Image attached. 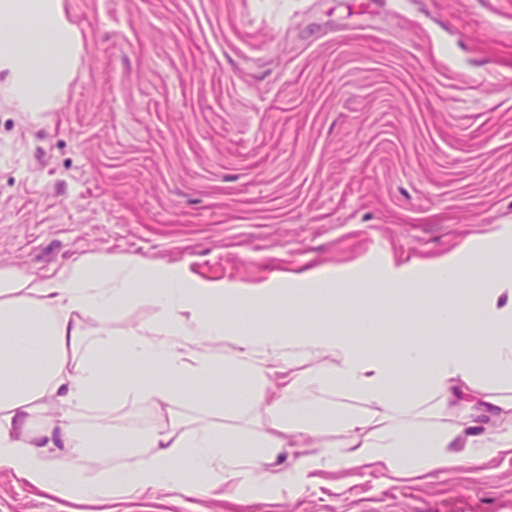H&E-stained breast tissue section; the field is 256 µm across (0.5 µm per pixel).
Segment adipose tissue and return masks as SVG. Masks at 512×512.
<instances>
[{"mask_svg": "<svg viewBox=\"0 0 512 512\" xmlns=\"http://www.w3.org/2000/svg\"><path fill=\"white\" fill-rule=\"evenodd\" d=\"M82 43L66 17L63 0H0V71L8 81L1 92L31 116L58 109L81 64ZM449 279L480 277L481 301L469 313L486 329L482 339L490 369H481L472 346L417 339L401 363L360 338L336 333L271 332L242 336V349L256 346L294 350L290 371L279 385L255 401L253 438L208 429L189 431L185 421L155 423L136 438L147 457L134 472H101L96 484L115 490L142 485L182 484L187 469L210 470L223 462L224 477L241 487L257 484L252 465L273 462L288 438L322 436L309 465L356 467L382 463L390 470L410 463L422 469L449 460L478 463L512 448V273H487L481 254L467 260L448 256L437 265ZM142 260L83 257L56 275L42 277L0 269V463L21 476L55 483L74 481L100 449L111 447L110 427L81 430L71 411L87 406L102 391L103 356L112 349L110 331L91 328L90 313L145 296L157 309L155 324L123 339L136 364L157 362L175 376L202 378L221 367L193 349L198 336H220L224 322L203 310L202 299L221 297L242 311L280 301L277 285L190 281L177 265L154 266L142 292ZM87 347L76 359L79 347ZM426 372L424 389L396 399L400 366ZM332 388L361 402L322 421L302 397L312 386ZM246 446L248 457L229 456ZM66 448L64 459L45 451Z\"/></svg>", "mask_w": 512, "mask_h": 512, "instance_id": "adipose-tissue-1", "label": "adipose tissue"}]
</instances>
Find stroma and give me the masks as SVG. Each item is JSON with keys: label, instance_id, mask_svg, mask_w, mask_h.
I'll use <instances>...</instances> for the list:
<instances>
[{"label": "stroma", "instance_id": "obj_1", "mask_svg": "<svg viewBox=\"0 0 512 512\" xmlns=\"http://www.w3.org/2000/svg\"><path fill=\"white\" fill-rule=\"evenodd\" d=\"M81 65L61 106L34 119L0 97V267L54 275L87 255L186 267L206 282L275 281L290 304L237 314L209 302L232 338L267 330L355 335L395 355L412 338L406 290L376 269L415 266L412 287L457 305L466 283L436 285L448 255L512 259V0H63ZM346 278L301 292L309 272ZM146 298L97 314L112 333L113 387L168 381L157 409L106 404L129 435L177 413L190 427L249 430L262 382L250 371L169 377L131 365L121 341L151 326ZM236 489L223 471L180 487L86 493L0 465V512H512V449L419 474L329 466Z\"/></svg>", "mask_w": 512, "mask_h": 512}]
</instances>
